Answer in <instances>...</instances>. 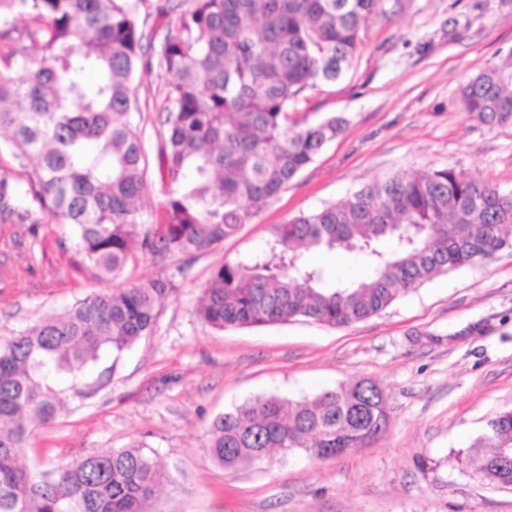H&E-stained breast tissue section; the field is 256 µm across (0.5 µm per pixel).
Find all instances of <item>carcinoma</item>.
<instances>
[{"label": "carcinoma", "mask_w": 512, "mask_h": 512, "mask_svg": "<svg viewBox=\"0 0 512 512\" xmlns=\"http://www.w3.org/2000/svg\"><path fill=\"white\" fill-rule=\"evenodd\" d=\"M0 0V40L29 45L0 65V138L26 169L0 178V213L21 221L27 196L72 228L85 261L116 278L134 245L190 255L234 235L288 185L349 120L310 124L292 112L351 66L383 0ZM173 18L157 67L165 77L158 168L166 221L140 233L148 158L132 82L151 63L152 15ZM38 26L28 24L29 19ZM480 123L512 125V63L491 64L461 90ZM266 247L211 275L196 309L213 328L311 319L349 326L386 310L434 275L512 247V193L452 167L394 174L348 198L271 228ZM305 249L353 253L362 274L326 281ZM174 292L166 279L93 294L0 337V512H147L167 480L155 454L109 448L58 466L52 484L18 462L35 424L58 414L54 379L76 377L105 350L153 330ZM387 423L386 401L359 380L291 401L259 397L217 416L207 452L223 467L257 465L274 451L329 459ZM512 411L489 418L458 451L462 469L499 487L512 469Z\"/></svg>", "instance_id": "obj_1"}]
</instances>
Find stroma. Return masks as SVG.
I'll list each match as a JSON object with an SVG mask.
<instances>
[{"label":"stroma","instance_id":"obj_1","mask_svg":"<svg viewBox=\"0 0 512 512\" xmlns=\"http://www.w3.org/2000/svg\"><path fill=\"white\" fill-rule=\"evenodd\" d=\"M346 75L311 91L308 122L344 115L347 130L272 203L219 245L190 256L137 248L115 279L83 258L69 225L26 200V223L0 213V336L94 293L157 278L174 292L150 335L103 355L61 385L57 418L36 426L19 462L49 473L106 448L154 451L167 480L154 512H512V489L464 472L456 451L512 410V249L442 273L379 315L216 330L195 313L211 274L263 247L272 225L345 199L390 175L448 166L512 192V126L464 111L460 90L512 53V0H386ZM148 179L145 230L165 218L157 160L164 78L141 69ZM373 381L388 409L371 442L319 460L294 453L223 468L205 444L213 420L258 397L293 401Z\"/></svg>","mask_w":512,"mask_h":512}]
</instances>
